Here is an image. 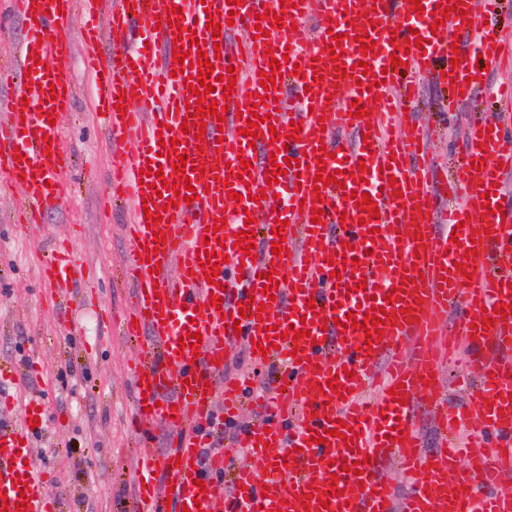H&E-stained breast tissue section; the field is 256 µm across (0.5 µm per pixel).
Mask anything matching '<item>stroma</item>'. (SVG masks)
<instances>
[{"label": "stroma", "mask_w": 512, "mask_h": 512, "mask_svg": "<svg viewBox=\"0 0 512 512\" xmlns=\"http://www.w3.org/2000/svg\"><path fill=\"white\" fill-rule=\"evenodd\" d=\"M86 51L77 45L70 61L76 96L61 118L59 143L74 156L72 168L60 176L67 193L63 205L24 230L13 222L16 197L0 194V370L6 373L0 380V420L22 421L28 398L42 400L45 422L31 444L60 495L61 512H133L141 453V437L129 421L133 368L148 339L123 336L109 320L132 302L124 267L133 244L122 233L125 209H102L113 144L94 112ZM502 79L500 72H489L480 105L448 117L441 112L446 89L433 78L421 79L411 110L439 163L458 159L467 125L493 107L492 90ZM56 239L70 242L87 270L57 307L46 302L48 286L39 274ZM236 370L250 378L255 393L278 379L275 367L246 360L239 342L226 348L224 371Z\"/></svg>", "instance_id": "35a3bbf8"}]
</instances>
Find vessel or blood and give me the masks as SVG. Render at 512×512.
<instances>
[{
	"label": "vessel or blood",
	"instance_id": "1",
	"mask_svg": "<svg viewBox=\"0 0 512 512\" xmlns=\"http://www.w3.org/2000/svg\"><path fill=\"white\" fill-rule=\"evenodd\" d=\"M79 1L107 20L84 32L96 115L112 139L135 140L112 162L134 246V302L122 333L148 335L151 344L134 371L132 421L142 434L157 421L173 432L170 448L142 451L138 512H158L168 498L188 512H512V486L504 482L512 474V208L481 217L484 194L500 204L492 186L512 171V115L489 113L471 124L462 155L438 177L423 130L402 110L416 93L415 78L433 71L448 86L447 112L477 98L481 63H502L498 33L476 23L479 9L493 10L497 0H457L440 21L438 0H420L418 13L410 0H242L236 7L212 0L214 17L201 0H10L26 23L25 49L13 72H0V84L11 88L0 105V173L32 219L64 201L59 176L71 159L58 144V122L75 96L69 32ZM272 12L282 13V27L271 26ZM211 20L221 24L220 37L207 30ZM452 31L470 34L471 44L454 51ZM335 33L344 50L336 63L329 52ZM413 33L423 47L408 46ZM178 34L190 45L186 66L172 60ZM105 39L110 47L98 53ZM364 43L370 52H360ZM398 48L397 66L389 57ZM202 51L219 54L207 78L215 90L202 100L224 107L226 120L208 114L187 127L188 77ZM274 57L282 65L275 87L266 89L260 74ZM443 57L450 65L437 68ZM230 69L237 77L231 88L221 80ZM255 94L262 105L253 104ZM357 104L366 117H353ZM254 114L263 122L252 142L243 130ZM296 123L302 131L295 141ZM181 155L201 176L175 172L171 162ZM287 157V173L274 175L273 160ZM320 159L338 182L316 186ZM244 160L249 169L241 168ZM151 163L162 176L144 175ZM161 178V198L144 209L143 192ZM177 182L191 183L193 202L176 199ZM261 185L268 195L260 200ZM235 192L245 202L232 200ZM364 192L376 198L378 217L356 207L354 194ZM316 208L321 217L313 216ZM149 213L159 216L157 229L147 228ZM247 228L255 243L249 257L235 246ZM277 228L286 238L278 255ZM158 229L161 246L153 241ZM205 259L220 269L215 283L205 278ZM77 268L73 251L59 247L42 278L61 290ZM270 282L275 299L267 307L262 291ZM380 307L389 319L379 333L353 328ZM299 324L306 337H289ZM272 331L278 341L269 339ZM195 332L199 347H181ZM237 339L256 363L279 364L286 387L275 391L262 424L232 438V447L265 466H240L228 497L208 478L223 471V453L208 466L199 461L216 409L233 417L244 399L246 378L214 384L226 344ZM462 348L479 393L452 404L430 376L442 374L446 354ZM335 377L344 379L346 396L331 388ZM424 410L442 438L431 454L419 434ZM461 422L471 427L476 452L453 476ZM342 424L349 431L340 438L334 431ZM26 437V427L0 425V496L8 512H55ZM348 461L358 462V473L344 471ZM384 463L412 476L406 495L382 480ZM159 471L170 486L156 483Z\"/></svg>",
	"mask_w": 512,
	"mask_h": 512
}]
</instances>
